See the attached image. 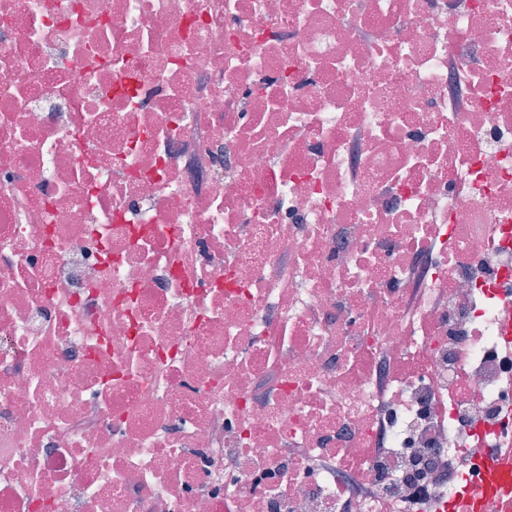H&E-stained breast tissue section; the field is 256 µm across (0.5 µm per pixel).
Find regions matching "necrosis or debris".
<instances>
[{
  "mask_svg": "<svg viewBox=\"0 0 512 512\" xmlns=\"http://www.w3.org/2000/svg\"><path fill=\"white\" fill-rule=\"evenodd\" d=\"M507 293L512 0H0V512L480 494Z\"/></svg>",
  "mask_w": 512,
  "mask_h": 512,
  "instance_id": "obj_1",
  "label": "necrosis or debris"
}]
</instances>
